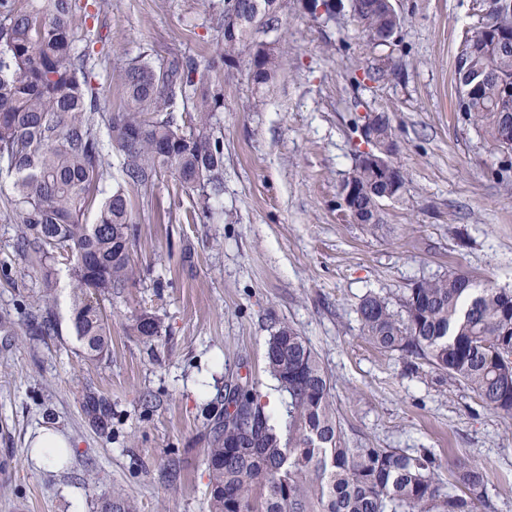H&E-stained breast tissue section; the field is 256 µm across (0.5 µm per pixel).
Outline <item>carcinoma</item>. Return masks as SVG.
Returning <instances> with one entry per match:
<instances>
[{
    "instance_id": "carcinoma-1",
    "label": "carcinoma",
    "mask_w": 512,
    "mask_h": 512,
    "mask_svg": "<svg viewBox=\"0 0 512 512\" xmlns=\"http://www.w3.org/2000/svg\"><path fill=\"white\" fill-rule=\"evenodd\" d=\"M274 0H224L239 18L236 35L221 37L216 56L204 65L190 58L156 66L141 58L120 75L130 106L99 111L91 88L94 64L90 30L79 20L77 0H0V161L13 178L9 206L21 219L20 240L40 264L71 265L80 297L72 327L84 355L96 360L111 343L100 296L127 287L135 272V241L129 189L146 187L161 170L171 171L191 192L193 217L209 212L224 196V133L218 112L224 90L212 77L220 64L242 53L253 81L267 82L278 67L270 50L253 51L257 35L281 23ZM353 19L373 38L397 19L377 10ZM473 51L456 60L458 81L482 72L485 81L458 97L457 111L494 148L512 129V34L485 23L468 38ZM189 116L180 125L176 104ZM108 142L100 138V125ZM123 161L124 183L98 207L93 223L85 211L107 172L110 153ZM353 202L363 222L381 223L378 185L367 166L354 168ZM405 316L385 300L366 295L357 314L364 335L387 352H400L410 369L421 360L444 382L465 385L483 405L512 418V289L475 287L465 272L424 279L408 289ZM161 319L142 313L133 331L160 333ZM270 374L288 397L284 435L246 383L224 393V421L205 449L209 512H480L488 507L481 466L459 459L450 466L458 489L439 477L441 464L428 451L352 448L331 407V379L311 345L290 325L270 334L265 351ZM85 411L108 424L109 406L95 393ZM100 512H137L122 489L102 495Z\"/></svg>"
}]
</instances>
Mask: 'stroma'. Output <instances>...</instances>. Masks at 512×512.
<instances>
[{
  "label": "stroma",
  "mask_w": 512,
  "mask_h": 512,
  "mask_svg": "<svg viewBox=\"0 0 512 512\" xmlns=\"http://www.w3.org/2000/svg\"><path fill=\"white\" fill-rule=\"evenodd\" d=\"M222 0H88L87 26L102 111L128 99L118 77L143 55H212ZM482 15L476 0H401L389 46L373 45L349 13L288 0L279 29L261 39L279 68L254 85L246 59L225 65L224 196L211 217L187 223L191 198L173 174L132 190L135 275L101 305L112 343L84 357L74 334L76 298L67 265H32L10 212L13 179L0 177V512H97L119 487L138 512H208L204 450L224 414L225 386L250 381L271 416L285 397L265 368L281 323L311 344L328 371L345 439L374 448L427 449L448 465L467 458L488 478L487 512H512V418L483 407L465 386L439 383L428 366L408 370L377 349L356 313L368 293L395 314L416 282L469 273L512 287V155L490 144L456 109L455 59ZM388 113L405 175L384 201L379 227L352 223L340 189L362 148L365 114ZM49 313L56 332L32 323ZM159 336L132 330L141 313ZM94 391L112 407L100 431L83 404ZM49 425L71 448L62 467L36 466L27 443Z\"/></svg>",
  "instance_id": "35a3bbf8"
}]
</instances>
